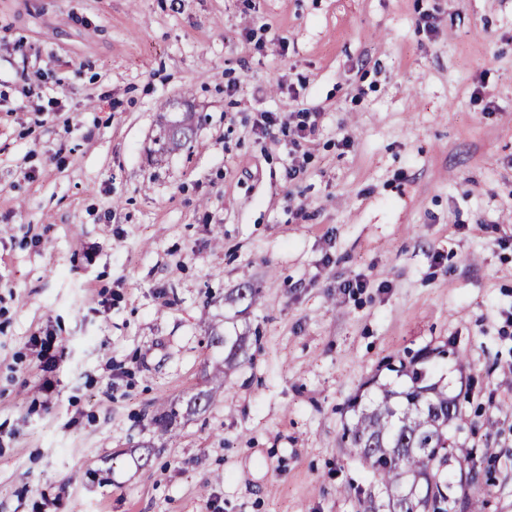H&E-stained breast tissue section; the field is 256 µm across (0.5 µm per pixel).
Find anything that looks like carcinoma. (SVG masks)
Listing matches in <instances>:
<instances>
[{"label":"carcinoma","instance_id":"1","mask_svg":"<svg viewBox=\"0 0 512 512\" xmlns=\"http://www.w3.org/2000/svg\"><path fill=\"white\" fill-rule=\"evenodd\" d=\"M190 131L182 120L166 125L165 135L179 146ZM216 343L224 345V364L231 365L245 354L247 337L218 336ZM450 357L458 370L465 369L451 344L390 359L384 369L391 380H369L376 387L373 396H357L348 406L353 412L345 426L349 447L385 487L390 512H448L450 476L459 484L478 480L472 453L462 452L453 440L461 430V394L449 392L444 378L436 377V363Z\"/></svg>","mask_w":512,"mask_h":512}]
</instances>
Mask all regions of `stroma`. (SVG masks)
Here are the masks:
<instances>
[{"label": "stroma", "instance_id": "35a3bbf8", "mask_svg": "<svg viewBox=\"0 0 512 512\" xmlns=\"http://www.w3.org/2000/svg\"><path fill=\"white\" fill-rule=\"evenodd\" d=\"M450 342L512 512V0H0V512H388L348 403ZM296 114V117L299 119V121L292 132L293 135L296 136L294 139V144L297 147H300L303 145L302 142H308V136L314 132L317 125L316 122L320 118L322 112H320L318 107L313 106L302 108L296 112ZM214 340L218 344H224L225 365H232L241 355L245 354L246 336H218Z\"/></svg>", "mask_w": 512, "mask_h": 512}]
</instances>
